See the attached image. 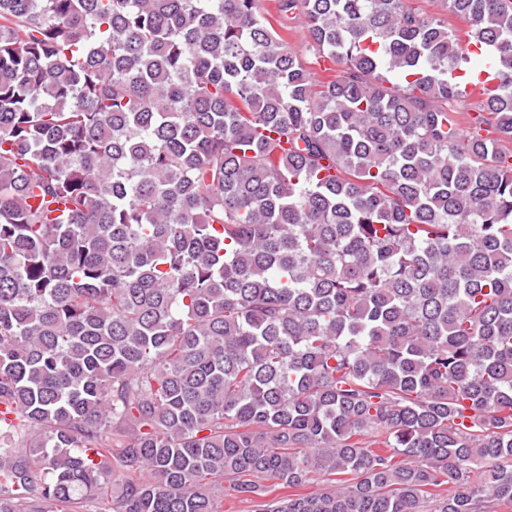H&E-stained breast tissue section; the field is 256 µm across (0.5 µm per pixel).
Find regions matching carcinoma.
Instances as JSON below:
<instances>
[{"mask_svg": "<svg viewBox=\"0 0 512 512\" xmlns=\"http://www.w3.org/2000/svg\"><path fill=\"white\" fill-rule=\"evenodd\" d=\"M440 5L0 0V512L512 508V0Z\"/></svg>", "mask_w": 512, "mask_h": 512, "instance_id": "1", "label": "carcinoma"}]
</instances>
